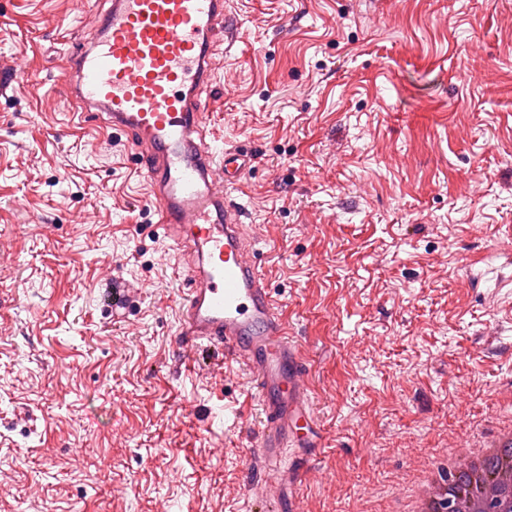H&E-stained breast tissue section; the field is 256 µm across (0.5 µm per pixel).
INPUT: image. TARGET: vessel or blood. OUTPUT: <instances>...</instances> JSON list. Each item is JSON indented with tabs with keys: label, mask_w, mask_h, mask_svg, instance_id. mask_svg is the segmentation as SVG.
<instances>
[{
	"label": "vessel or blood",
	"mask_w": 512,
	"mask_h": 512,
	"mask_svg": "<svg viewBox=\"0 0 512 512\" xmlns=\"http://www.w3.org/2000/svg\"><path fill=\"white\" fill-rule=\"evenodd\" d=\"M224 3L112 0L93 46L71 51L68 88L93 120L131 135L163 235L186 250L190 288L177 308L178 341L224 353L249 370L262 431L247 500L252 512H285L267 489L286 467V449L311 432L309 374L251 259L243 206L231 197L253 158L232 149L217 153L202 117L211 57L237 39Z\"/></svg>",
	"instance_id": "obj_1"
}]
</instances>
